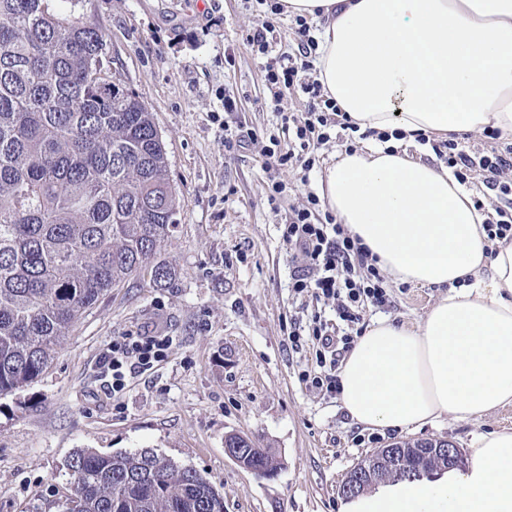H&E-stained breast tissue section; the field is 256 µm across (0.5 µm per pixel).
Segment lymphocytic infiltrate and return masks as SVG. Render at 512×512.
<instances>
[{"mask_svg": "<svg viewBox=\"0 0 512 512\" xmlns=\"http://www.w3.org/2000/svg\"><path fill=\"white\" fill-rule=\"evenodd\" d=\"M297 50L280 55L267 62L263 81L270 92L267 105L279 109L283 89H299L307 97L305 112L291 116L292 137L288 143L270 138L261 150L266 171L273 177L268 184V201L276 203L287 190L275 172L299 167L310 172L316 162V153L326 144L328 130L343 116L336 101L328 97L313 71L311 55L316 43L310 34L306 19L297 18ZM443 157L459 182L466 183L482 176L486 187L504 199L497 208L496 219H488L483 229L489 240L512 243V144L503 148L466 152L456 140L443 144ZM315 194H308L305 204L292 209L284 226L283 240L293 251L299 264L292 290L296 295L334 304L341 321L359 323L363 312L370 307H382L386 291L381 286V275L365 247L354 239L336 216L320 210ZM309 329L317 343L315 367L304 371L300 379L324 393L337 389L336 370L340 362V348H351L352 337L337 338L327 331L320 316H313ZM172 343L171 337L147 333L126 335L113 339L100 359L101 369L112 376V390H125L129 375L153 368L162 361Z\"/></svg>", "mask_w": 512, "mask_h": 512, "instance_id": "1", "label": "lymphocytic infiltrate"}]
</instances>
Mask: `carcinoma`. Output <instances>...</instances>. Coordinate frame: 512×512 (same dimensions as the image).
<instances>
[{"mask_svg": "<svg viewBox=\"0 0 512 512\" xmlns=\"http://www.w3.org/2000/svg\"><path fill=\"white\" fill-rule=\"evenodd\" d=\"M105 35L51 0H0V396L38 379L72 327L131 277L154 288L179 208L164 141L140 96L106 64ZM254 464L275 473L267 450ZM413 455L386 478L448 467ZM65 512H224L200 472L142 448L70 456Z\"/></svg>", "mask_w": 512, "mask_h": 512, "instance_id": "carcinoma-1", "label": "carcinoma"}]
</instances>
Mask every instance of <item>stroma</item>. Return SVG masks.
Instances as JSON below:
<instances>
[{
    "instance_id": "35a3bbf8",
    "label": "stroma",
    "mask_w": 512,
    "mask_h": 512,
    "mask_svg": "<svg viewBox=\"0 0 512 512\" xmlns=\"http://www.w3.org/2000/svg\"><path fill=\"white\" fill-rule=\"evenodd\" d=\"M258 0H78L74 15L101 29L111 69L139 94L165 143L178 193V228L159 259L178 271L153 288L139 278L110 289L63 342L51 367L23 390L0 397V512H61L75 449L103 453L153 448L195 468L224 496V512H344L340 484L377 450L406 439H445L468 453L484 433L512 428V406L475 422L444 418L405 431L354 424L337 394L306 386L315 356L310 337L291 345V321L321 314L336 336L348 327L332 306L295 295V268L282 229L292 207L318 192L337 153L363 136L336 126L301 183L269 204L260 154L270 137L287 140L283 117L306 100L284 91L267 110L261 78L267 57L243 40L261 20ZM239 109L229 119L256 143L232 151L213 116L221 94ZM388 305L364 324L390 317L418 323L438 288L385 279ZM148 330L171 337L167 356L113 393L99 358L113 338ZM254 439L281 463L260 477L224 453V437Z\"/></svg>"
}]
</instances>
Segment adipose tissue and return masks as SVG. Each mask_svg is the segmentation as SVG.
<instances>
[{"label": "adipose tissue", "instance_id": "1", "mask_svg": "<svg viewBox=\"0 0 512 512\" xmlns=\"http://www.w3.org/2000/svg\"><path fill=\"white\" fill-rule=\"evenodd\" d=\"M282 2L320 22L325 93L380 135L326 169V205L393 280L446 291L417 324L372 322L340 366L343 409L386 430L512 405V244L487 255L470 191L408 151L421 134L512 136V0ZM348 512H512V430L481 435L467 471L389 485Z\"/></svg>", "mask_w": 512, "mask_h": 512}]
</instances>
